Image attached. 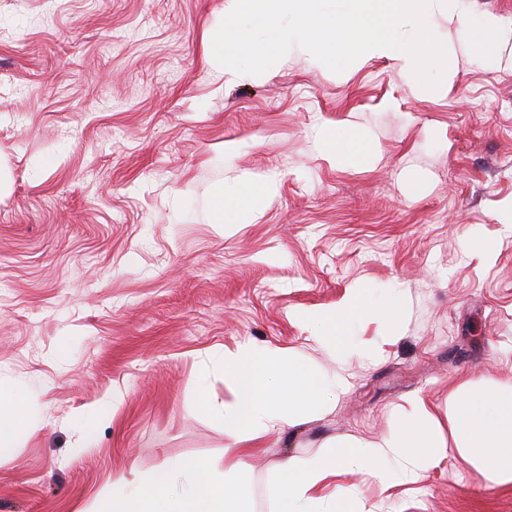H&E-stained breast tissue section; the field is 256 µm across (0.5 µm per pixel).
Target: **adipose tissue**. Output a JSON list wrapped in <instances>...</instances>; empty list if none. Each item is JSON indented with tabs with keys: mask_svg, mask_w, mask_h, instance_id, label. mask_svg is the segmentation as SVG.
Listing matches in <instances>:
<instances>
[{
	"mask_svg": "<svg viewBox=\"0 0 512 512\" xmlns=\"http://www.w3.org/2000/svg\"><path fill=\"white\" fill-rule=\"evenodd\" d=\"M375 316L381 328L364 348L370 358L401 338L403 305L377 310L365 304L362 289L352 288L335 307L301 314L317 328V341L340 358L347 353V328ZM222 366L233 382L234 399L206 404L207 413L223 423L228 440L222 476H215L202 460H185L149 473L134 471L121 477L123 490L113 495L107 512H250L232 479L250 453L247 441L300 424L308 413L329 407L346 389L343 377H326L279 348L228 350ZM445 432L470 466L490 472L497 485L512 488V385L479 388L465 381L448 396L447 429H440L424 403L416 401L403 412L398 426L378 440L329 439L311 459L282 462L274 487L278 512H362L352 493L323 494L327 480L363 470L387 488L414 482L437 464L438 440Z\"/></svg>",
	"mask_w": 512,
	"mask_h": 512,
	"instance_id": "adipose-tissue-1",
	"label": "adipose tissue"
}]
</instances>
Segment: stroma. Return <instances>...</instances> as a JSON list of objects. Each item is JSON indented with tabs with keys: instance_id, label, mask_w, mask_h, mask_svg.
Wrapping results in <instances>:
<instances>
[{
	"instance_id": "obj_1",
	"label": "stroma",
	"mask_w": 512,
	"mask_h": 512,
	"mask_svg": "<svg viewBox=\"0 0 512 512\" xmlns=\"http://www.w3.org/2000/svg\"><path fill=\"white\" fill-rule=\"evenodd\" d=\"M231 0H0V394L28 421L0 457V512H103L118 478L187 458L224 469L220 355L274 346L347 390L254 440L236 474L274 512L280 464L369 442L421 399L444 417L465 380L512 384V69L447 16L456 65L436 94L392 61L331 72L303 50L225 83L210 36ZM356 133L364 160L319 149ZM270 187L251 224L213 221L240 176ZM472 240L491 253L465 251ZM405 301L378 360L337 359L303 311L348 289ZM369 512H512V489L442 452L412 484L329 480Z\"/></svg>"
}]
</instances>
